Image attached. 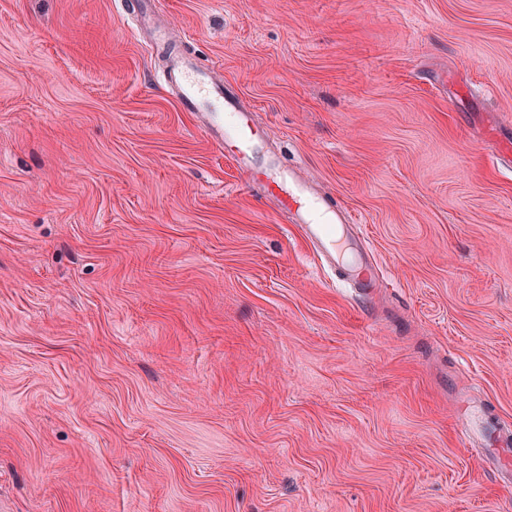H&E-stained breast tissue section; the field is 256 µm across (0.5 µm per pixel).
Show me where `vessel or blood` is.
Instances as JSON below:
<instances>
[{
    "instance_id": "vessel-or-blood-1",
    "label": "vessel or blood",
    "mask_w": 512,
    "mask_h": 512,
    "mask_svg": "<svg viewBox=\"0 0 512 512\" xmlns=\"http://www.w3.org/2000/svg\"><path fill=\"white\" fill-rule=\"evenodd\" d=\"M167 83L182 110L197 118L200 132L226 152L252 184L264 187L279 215L301 228L320 260L340 270L360 299H371L378 265L369 256L359 224L278 156L262 155V130L240 94L231 85L214 82L208 68L189 56L172 60ZM458 427L466 443L485 438L475 412L460 413ZM483 464L489 473L512 481V434L495 433L492 447L483 451Z\"/></svg>"
}]
</instances>
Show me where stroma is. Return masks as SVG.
I'll return each instance as SVG.
<instances>
[{
    "mask_svg": "<svg viewBox=\"0 0 512 512\" xmlns=\"http://www.w3.org/2000/svg\"><path fill=\"white\" fill-rule=\"evenodd\" d=\"M155 9L382 285L315 267L126 0H0V512H512L456 419L512 431V0Z\"/></svg>",
    "mask_w": 512,
    "mask_h": 512,
    "instance_id": "35a3bbf8",
    "label": "stroma"
}]
</instances>
